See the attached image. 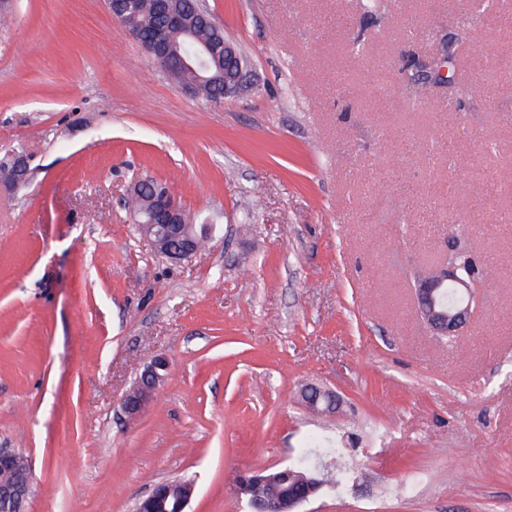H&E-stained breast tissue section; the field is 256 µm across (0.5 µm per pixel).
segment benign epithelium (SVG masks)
Returning <instances> with one entry per match:
<instances>
[{
	"mask_svg": "<svg viewBox=\"0 0 512 512\" xmlns=\"http://www.w3.org/2000/svg\"><path fill=\"white\" fill-rule=\"evenodd\" d=\"M174 0H155L157 11L165 16L167 24L190 31L197 27H210L216 35L200 44L192 37L186 38L190 48L170 40H156L152 45L142 44L151 61L171 81L177 83L191 73L197 81L207 82L219 88L216 97H234L247 90L250 74L243 64L241 53L224 37V31L216 24L207 0H191L193 24L187 25L182 16L173 9ZM108 11L117 21L137 11V0H105ZM18 175L11 184L13 188L25 186L30 180L29 162L25 155L9 152ZM132 223L143 229L145 238L160 256L181 262L190 259L198 251L195 240V225L185 210L175 201L170 192L155 195L146 216L131 214ZM454 255L448 265L430 277H420L414 288L416 313L420 320L437 336L453 338L475 315L473 308L480 291L479 280L464 270V265ZM168 363L160 357L141 374L136 387L123 402L124 412L131 418L140 414L153 393L163 381L162 372ZM306 406L317 413L338 412L340 400L333 392L309 385L302 391ZM24 470V479L9 485L4 479L15 470ZM326 467L318 465L306 487L296 493H282L259 498L253 495L257 485L282 486L288 482L287 467L267 471H242L234 487L235 494L247 500L250 512H299V508L315 497L324 486ZM194 486L189 483L178 488L173 480L157 483L151 492L138 499L134 512H188ZM32 495V470L26 456L14 448H0V500L4 508L14 512H27Z\"/></svg>",
	"mask_w": 512,
	"mask_h": 512,
	"instance_id": "7a95c632",
	"label": "benign epithelium"
}]
</instances>
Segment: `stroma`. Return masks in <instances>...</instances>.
Listing matches in <instances>:
<instances>
[{"instance_id": "stroma-1", "label": "stroma", "mask_w": 512, "mask_h": 512, "mask_svg": "<svg viewBox=\"0 0 512 512\" xmlns=\"http://www.w3.org/2000/svg\"><path fill=\"white\" fill-rule=\"evenodd\" d=\"M363 3L208 0L253 86L206 100L104 0H10L0 154L33 177L0 187V447L31 463L29 512H131L180 478L189 512H249L234 477L315 433L359 475L300 512H512V0ZM445 50L454 88L414 106L403 66ZM138 178L205 249L152 250L124 206ZM455 245L490 274L450 341L413 288ZM9 158L12 163L15 165L18 175L15 178V172L14 169L7 163L1 161L0 158V178L5 183H11L13 180L14 182L10 184L13 188H20L25 186L29 180H30V168H29V162L25 155L15 153V152H8L7 156L5 157ZM167 367L168 363L165 358H156L141 374L136 387L127 395L122 404L124 412L130 418L138 416L152 398L153 393L163 381L160 371H166ZM302 400L310 410L317 413L335 414L339 410L340 400L336 394L316 385L303 389Z\"/></svg>"}]
</instances>
